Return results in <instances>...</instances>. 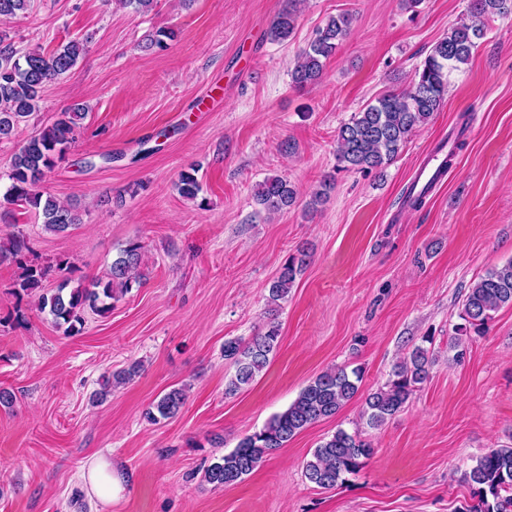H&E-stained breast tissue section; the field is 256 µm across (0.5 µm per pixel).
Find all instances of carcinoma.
<instances>
[{
  "label": "carcinoma",
  "mask_w": 512,
  "mask_h": 512,
  "mask_svg": "<svg viewBox=\"0 0 512 512\" xmlns=\"http://www.w3.org/2000/svg\"><path fill=\"white\" fill-rule=\"evenodd\" d=\"M32 0H0V141L16 136L20 124L39 110L48 86L73 69L84 50L82 40H70L50 52L38 49L20 51L3 26L25 16ZM296 0H291L272 22L271 39H286L294 30ZM512 13V0H469L470 19L448 31L434 44L421 66L413 72L408 88L389 91L343 124L336 138L338 168L364 174L382 173L398 156L413 133L443 106L453 72L466 64L477 41L484 37L486 21ZM352 16L341 13L328 17L301 49L292 79L297 85L317 83L326 60L350 33ZM84 108L74 106L60 113L51 125L32 133L12 158V184L3 198L10 204L27 205L41 212L47 231L64 233L81 223L78 209L63 204L44 193L42 184L57 161L76 140ZM335 188L334 179H324L311 196L309 206L325 202ZM178 193L187 199L201 191L197 170L191 167L180 173ZM255 199L269 213H280L293 206L296 188L285 178L271 175L260 182ZM28 250L21 236L0 245V261L11 259L22 265L17 286L26 293L41 289L47 270L24 265ZM305 250L288 258L268 289V303L278 304L288 296L298 274L307 266ZM142 262V245L130 243L112 261L108 280H94L69 287L64 281L58 288L38 295V308L48 314L68 336L78 334L84 326L83 314L91 310L105 315L112 301L140 283L138 269ZM512 306V261L487 272L469 289L463 304L465 325L458 328L461 337L469 330L480 332L504 306ZM279 326L267 325L265 331L244 342L239 338L224 342V359L235 366L234 378L225 388L232 395L251 384L269 363V355L278 344ZM434 363L430 352L415 347L393 368L390 378L364 400L362 417L370 427H379L398 413L416 388L427 381ZM362 372L338 368L327 371L306 385L288 409L273 415L259 431L240 440L236 448L208 465L204 470L207 483L220 488L235 485L256 470L276 449L287 445L296 434L310 425L330 418L352 400L359 391ZM185 389L172 388L154 400L143 413L151 423L174 418L186 403ZM374 454L371 444L357 434L337 430L314 449L304 465L307 480L321 489H332L346 481V476L361 470ZM477 503L468 512H512V447L490 448L477 458L464 475Z\"/></svg>",
  "instance_id": "obj_1"
}]
</instances>
